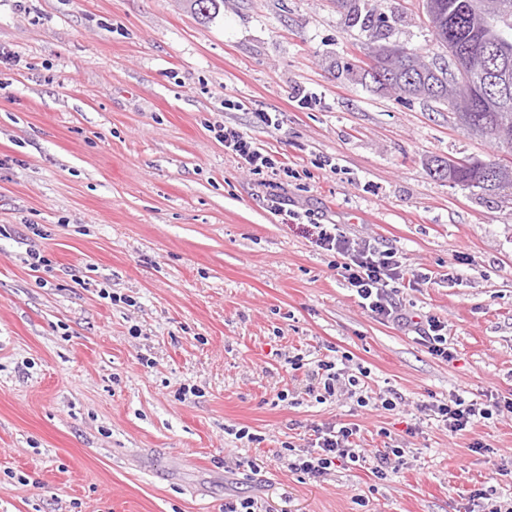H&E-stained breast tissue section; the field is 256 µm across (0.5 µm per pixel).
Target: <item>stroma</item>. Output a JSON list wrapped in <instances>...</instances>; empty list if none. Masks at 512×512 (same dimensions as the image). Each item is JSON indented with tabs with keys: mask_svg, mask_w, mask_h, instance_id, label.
Masks as SVG:
<instances>
[{
	"mask_svg": "<svg viewBox=\"0 0 512 512\" xmlns=\"http://www.w3.org/2000/svg\"><path fill=\"white\" fill-rule=\"evenodd\" d=\"M372 6L383 33L355 19ZM380 39L444 53L422 0H220L207 18L189 0H0V512L512 502V414L454 434L429 409L512 395V200L435 176L493 148L447 105L378 90ZM215 124L294 177L249 172ZM283 202L425 268L392 295L412 324L364 309ZM430 316L453 362L421 341ZM297 355L402 402L318 403ZM325 422L403 449L397 469L291 470Z\"/></svg>",
	"mask_w": 512,
	"mask_h": 512,
	"instance_id": "1",
	"label": "stroma"
}]
</instances>
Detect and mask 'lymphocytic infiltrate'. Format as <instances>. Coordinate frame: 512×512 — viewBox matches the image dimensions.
I'll list each match as a JSON object with an SVG mask.
<instances>
[{
  "label": "lymphocytic infiltrate",
  "mask_w": 512,
  "mask_h": 512,
  "mask_svg": "<svg viewBox=\"0 0 512 512\" xmlns=\"http://www.w3.org/2000/svg\"><path fill=\"white\" fill-rule=\"evenodd\" d=\"M212 131L215 139L223 143L225 151L253 173L280 172L277 159L257 147L243 132L223 125L213 126ZM314 242L317 247L340 256L341 261L337 263L336 271L356 291L363 308L387 322L409 323V316L393 301L389 288L401 283L411 287L428 283V274L408 272L396 249L383 250L371 241L350 239L325 224L316 225ZM306 381L308 393L314 394L320 402L344 396L355 400L358 406L365 407L375 399L366 391L359 376L338 368L332 360L318 361L313 369L306 371ZM375 400L387 411L397 407L391 395L383 394ZM433 411L438 414L448 432L458 433L475 423L490 419L493 414L503 411L512 413V399L468 402L455 395L447 402L434 405ZM358 433L359 427L354 423L328 422L314 425L306 453L291 462V469L318 481L342 464L367 462L376 477L386 476L393 458L401 457V449L367 455L365 449L357 447L355 443Z\"/></svg>",
  "instance_id": "lymphocytic-infiltrate-1"
}]
</instances>
